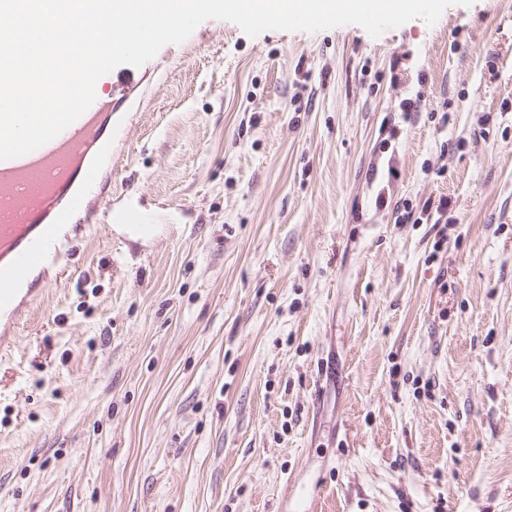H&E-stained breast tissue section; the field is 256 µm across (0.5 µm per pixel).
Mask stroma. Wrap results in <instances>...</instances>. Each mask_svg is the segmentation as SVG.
Instances as JSON below:
<instances>
[{
  "mask_svg": "<svg viewBox=\"0 0 512 512\" xmlns=\"http://www.w3.org/2000/svg\"><path fill=\"white\" fill-rule=\"evenodd\" d=\"M104 91L110 206L0 353V512H512V0L210 19Z\"/></svg>",
  "mask_w": 512,
  "mask_h": 512,
  "instance_id": "1",
  "label": "stroma"
}]
</instances>
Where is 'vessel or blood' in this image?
<instances>
[{
    "mask_svg": "<svg viewBox=\"0 0 512 512\" xmlns=\"http://www.w3.org/2000/svg\"><path fill=\"white\" fill-rule=\"evenodd\" d=\"M111 115L96 97L72 125L40 148L0 161V323L14 324L22 287L33 271L56 265L64 229L85 208L99 167L83 156Z\"/></svg>",
    "mask_w": 512,
    "mask_h": 512,
    "instance_id": "vessel-or-blood-1",
    "label": "vessel or blood"
}]
</instances>
